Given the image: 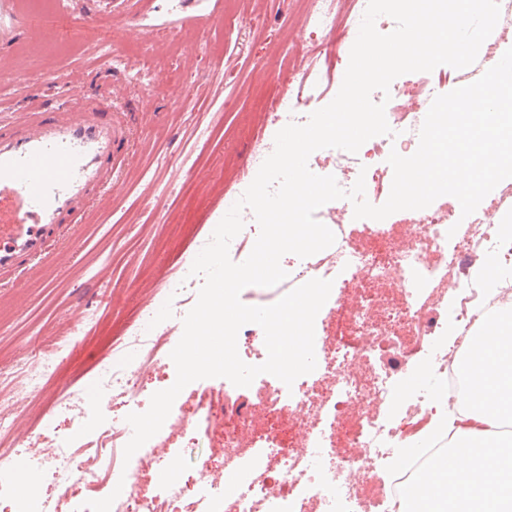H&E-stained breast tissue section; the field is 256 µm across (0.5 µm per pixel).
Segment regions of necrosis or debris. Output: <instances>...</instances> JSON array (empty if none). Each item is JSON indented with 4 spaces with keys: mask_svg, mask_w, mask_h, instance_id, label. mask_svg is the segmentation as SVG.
I'll return each instance as SVG.
<instances>
[{
    "mask_svg": "<svg viewBox=\"0 0 512 512\" xmlns=\"http://www.w3.org/2000/svg\"><path fill=\"white\" fill-rule=\"evenodd\" d=\"M343 68L321 72L311 68L295 77V87L289 94H277L267 102L268 118L275 128L288 123L303 124L308 120L307 109L321 95L323 86H340ZM404 91L400 85L390 87L392 107L386 119L392 132L376 136L365 142L358 153L340 149H325L322 174L338 176L345 169H365V194L373 199L389 196L391 185L385 171L375 160L389 156L390 152L412 155L419 139L418 111L400 108L398 102ZM466 218L470 232L459 240H450L447 232L459 220ZM419 231L411 244L400 248L389 247L386 252L374 250L354 251L344 234L342 223L331 226L335 243L296 263H287L286 279L279 290L288 293L293 288L314 278L340 283L392 281L408 298L407 304L396 311L398 320L410 326L414 342L399 343L394 336L385 334L382 321H370L361 307L339 304L335 335L323 339L317 364L336 382L332 396L333 413H341L348 404H378L395 402L400 377L391 365L392 359L407 361L424 350L428 337L437 335V326L431 316L429 303L417 300L419 292L435 282L449 284L457 292L450 314L456 324L457 337L446 351L437 353L435 375L444 386L450 405H459L466 389V376L460 361L465 353L466 338L476 328L480 317L494 309L512 295V278H506L504 291L492 298L480 297L470 282V270L487 254H495L503 268L512 267V235L491 230L479 214L462 216L459 209L430 206L416 213ZM178 289H168L158 305L144 306L136 320L123 336L112 342V364L107 371L105 386H92L89 395H96L107 387L113 396L134 398L141 386L138 371L132 370L130 361L139 358L143 367L155 363L158 352L165 345L158 336L164 312L177 307ZM378 361L370 380L358 376L355 365L359 361ZM426 398L418 396L413 409L391 414L386 419H367L364 425L348 436L350 453L337 457L320 437H310L315 449L314 459H307L295 448L285 445L278 437L265 441L266 459L282 474L280 482L273 483L256 475L253 463L244 461L234 446L233 436L224 442V478L220 481L200 482L194 490L190 512H298L296 490L312 491L323 505V512H347L346 503L351 494L346 485L337 483V474L352 469L357 462L378 461L390 455L392 449L414 436L427 420ZM432 444L417 449L405 466L387 476L383 501L385 512H398L404 488L428 466L439 452ZM186 485L180 474H170L166 484L146 494L135 483L124 484L120 495L112 504V512H181Z\"/></svg>",
    "mask_w": 512,
    "mask_h": 512,
    "instance_id": "necrosis-or-debris-1",
    "label": "necrosis or debris"
}]
</instances>
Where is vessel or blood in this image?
I'll return each instance as SVG.
<instances>
[{
	"instance_id": "b4317fda",
	"label": "vessel or blood",
	"mask_w": 512,
	"mask_h": 512,
	"mask_svg": "<svg viewBox=\"0 0 512 512\" xmlns=\"http://www.w3.org/2000/svg\"><path fill=\"white\" fill-rule=\"evenodd\" d=\"M118 97L88 103L75 93L55 111L0 124V194L15 200L9 224L0 226V275L51 259L52 236L80 223L89 203L114 186L132 130L112 116Z\"/></svg>"
}]
</instances>
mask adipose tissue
I'll return each mask as SVG.
<instances>
[{"label":"adipose tissue","instance_id":"ef3b65f1","mask_svg":"<svg viewBox=\"0 0 512 512\" xmlns=\"http://www.w3.org/2000/svg\"><path fill=\"white\" fill-rule=\"evenodd\" d=\"M462 369L465 413L436 411L419 435L451 430L455 442L409 487L399 512H512V439L495 431L512 420V306L484 319Z\"/></svg>","mask_w":512,"mask_h":512}]
</instances>
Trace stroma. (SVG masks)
I'll return each mask as SVG.
<instances>
[{
	"instance_id": "1",
	"label": "stroma",
	"mask_w": 512,
	"mask_h": 512,
	"mask_svg": "<svg viewBox=\"0 0 512 512\" xmlns=\"http://www.w3.org/2000/svg\"><path fill=\"white\" fill-rule=\"evenodd\" d=\"M157 2V31L138 38L128 34L120 0H70L65 13L56 0H10L18 23L0 27V69L17 75L0 89V119L31 107L54 110L76 87L93 100L115 85L125 111L136 115L116 187L89 207L73 237L56 243L53 260H31L16 279L0 282V417L12 422L0 434V470L31 473L45 497L86 487L77 472L68 483L55 480L47 425L79 430L75 451L91 456V441L129 413L146 411L152 395L174 383L169 363L143 373L144 391L129 405L92 412L84 394L111 358L113 337L210 240L230 175L251 164L258 139L272 133L265 103L287 88V71L325 62L317 48L329 38L306 31L305 0ZM214 9L220 16L206 29L187 26L189 17ZM228 99L235 109H225ZM58 324L77 326L81 335L30 391L27 368L47 353L46 331ZM312 381L316 403L288 411V421L324 430L345 455L347 441L324 401L331 377L318 372ZM218 435L214 422L199 417L151 461L135 463L137 485L153 490L170 471L212 479L224 461ZM388 469L385 461L357 465L349 480L357 512H383Z\"/></svg>"
}]
</instances>
